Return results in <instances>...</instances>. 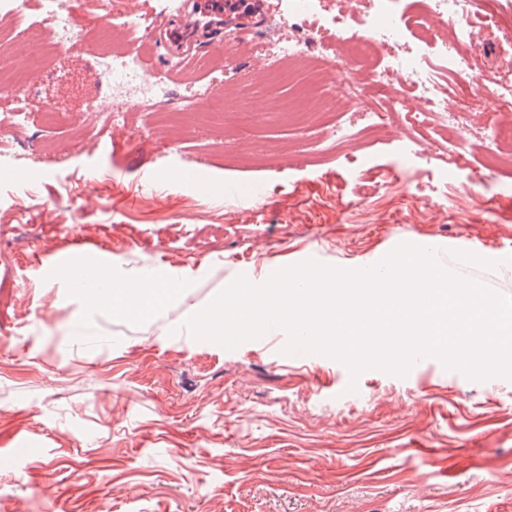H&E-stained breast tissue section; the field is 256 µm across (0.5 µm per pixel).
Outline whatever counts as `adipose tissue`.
<instances>
[{
  "label": "adipose tissue",
  "instance_id": "ef3b65f1",
  "mask_svg": "<svg viewBox=\"0 0 512 512\" xmlns=\"http://www.w3.org/2000/svg\"><path fill=\"white\" fill-rule=\"evenodd\" d=\"M75 286L86 314L109 309L116 314L143 316L169 303L187 302L193 281L187 275L170 277L145 272L101 277L89 268Z\"/></svg>",
  "mask_w": 512,
  "mask_h": 512
}]
</instances>
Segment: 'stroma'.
I'll return each mask as SVG.
<instances>
[{"label":"stroma","mask_w":512,"mask_h":512,"mask_svg":"<svg viewBox=\"0 0 512 512\" xmlns=\"http://www.w3.org/2000/svg\"><path fill=\"white\" fill-rule=\"evenodd\" d=\"M88 3L68 0L76 44L29 73L26 122L0 124V512H512V378L472 380L434 357L354 377L287 352L284 331L228 350L193 339L182 304L99 313L78 338L83 303L51 273L100 251L116 270L192 275L190 303L204 308L241 277L259 286L311 259L360 270L432 241L441 265L512 296V167L489 171L481 138L512 111L474 87L448 100L458 129L408 94L385 127L333 145L355 110L328 94L345 46L314 41L296 60L319 76L317 106L287 122L278 104L292 85L271 94L261 80L268 44L288 34L271 10L188 78L152 45L155 77L197 111L148 113L129 98L114 126L89 111L110 98L94 52L125 38L100 37ZM497 13L499 29L473 24L458 51L512 75V0ZM409 142L424 179L462 154L454 187L430 206L403 180L365 194ZM228 183L262 188L257 209L225 196ZM466 245L500 265L465 268Z\"/></svg>","instance_id":"1"}]
</instances>
